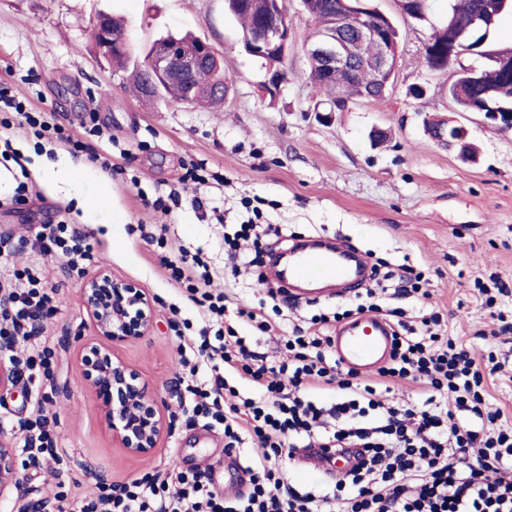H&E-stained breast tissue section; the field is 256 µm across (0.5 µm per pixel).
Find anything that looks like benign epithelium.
I'll return each mask as SVG.
<instances>
[{"instance_id": "1", "label": "benign epithelium", "mask_w": 512, "mask_h": 512, "mask_svg": "<svg viewBox=\"0 0 512 512\" xmlns=\"http://www.w3.org/2000/svg\"><path fill=\"white\" fill-rule=\"evenodd\" d=\"M370 0H341L339 14L331 28L314 35L308 49L309 61L317 60L322 70L336 77V70L359 68L376 71L382 89L393 85L399 57V44L388 36L391 19L368 5ZM512 0H488L485 10L470 22L474 30L494 20ZM441 30L448 31V54L443 58L449 66L461 56L462 42L453 36L456 20L448 14ZM100 54L112 59L126 48L125 35H111L103 19L92 30ZM289 31L280 6H269L260 16L250 38L249 52L259 58L285 57L288 54ZM148 80L145 89L182 86L198 89V75L221 69L214 47L205 40L196 42V50L186 52L174 38L151 44L145 61ZM83 306L92 322L98 340L81 345L79 362L88 388L102 399L104 417L112 430V439L134 458L150 457L161 436L171 432L173 424L160 409L158 398L144 382L140 372L114 354L112 348L148 334L154 325L152 300L146 292L131 283L112 277L102 270L86 281L82 290ZM21 483L16 449L10 438L0 435V495L16 489Z\"/></svg>"}]
</instances>
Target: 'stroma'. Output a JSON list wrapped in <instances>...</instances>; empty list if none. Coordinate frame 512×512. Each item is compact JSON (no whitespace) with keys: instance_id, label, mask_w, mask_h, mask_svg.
<instances>
[{"instance_id":"35a3bbf8","label":"stroma","mask_w":512,"mask_h":512,"mask_svg":"<svg viewBox=\"0 0 512 512\" xmlns=\"http://www.w3.org/2000/svg\"><path fill=\"white\" fill-rule=\"evenodd\" d=\"M290 32L286 78L277 95L264 90L267 65L248 54L240 22L225 0H0V84L36 112L82 140L89 173L87 190H104L111 223L83 211L78 189L37 178L45 162L69 153L37 146L29 128H14L11 146L22 164L0 159V234L32 237L40 225L66 222L90 236L101 266L136 283L152 299L154 327L118 346L175 416L171 433L146 459L127 456L112 441L101 400L89 390L77 360L80 339L95 336L82 303V281L69 277L64 260L41 261L53 288L54 313L41 339L53 352L52 373L38 391L21 385L0 391V430L17 434L30 417L36 393L55 421L63 462L52 470L29 463L18 451L20 489L0 498V512H64L69 500L90 496L98 480L121 482L175 468H215V484L232 497L247 493L243 470L251 449L225 451L221 429L186 420L180 413L182 375L175 360L171 316L196 321L197 310L172 280L161 256L180 248L201 253L217 276L215 287L231 301L224 323L260 352L275 339L237 315L263 306L274 324L307 321L321 313L356 306L355 296L310 303L273 302L256 274L233 275L224 255V232L246 220L245 200L263 199L260 222L284 225L295 236L343 237L369 258L407 264L425 272L428 305L442 315V328L476 354L495 353L512 364V334H498L499 313L512 312V130L495 127L480 112H461L448 98L455 67L437 72L425 45L448 17V0H429L425 19L402 14L398 0H373L401 35L394 85L384 99H352L332 111L331 95H314L307 50L316 30L300 0H286ZM122 18L135 55L164 35L192 34L210 42L223 58L222 105L142 102L127 74L98 58L91 30L100 14ZM423 97H413L414 88ZM331 111L328 121L318 111ZM464 126L476 150L473 162L458 148L437 142L427 121ZM99 135H91L92 127ZM111 156L118 173L105 172L98 156ZM223 175L211 184L203 209L182 199L166 214L151 202L179 188L190 164ZM26 183V204L12 198ZM140 224L166 225V246L143 240ZM502 282L507 292L487 306L484 291Z\"/></svg>"}]
</instances>
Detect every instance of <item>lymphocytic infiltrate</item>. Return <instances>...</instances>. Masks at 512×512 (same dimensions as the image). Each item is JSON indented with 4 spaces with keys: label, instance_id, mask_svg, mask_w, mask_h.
Returning a JSON list of instances; mask_svg holds the SVG:
<instances>
[{
    "label": "lymphocytic infiltrate",
    "instance_id": "f902f5d3",
    "mask_svg": "<svg viewBox=\"0 0 512 512\" xmlns=\"http://www.w3.org/2000/svg\"><path fill=\"white\" fill-rule=\"evenodd\" d=\"M22 117L37 136L84 148L82 141L26 109L0 86V130ZM233 273L263 263L260 227L240 224L225 238ZM30 249L35 262L16 268L17 247L0 237V342L6 362L22 384L50 375L52 353L37 348L36 322L54 310L52 291L39 264L63 258L71 274L87 275L99 257L86 233L65 223L43 224ZM199 255H181L168 267L198 311L196 342L178 346L184 373L183 401L192 419L221 428L228 449L258 440L263 454L247 467V494L224 497L213 471L133 478L99 486L95 496L67 505V512H512V429L485 404V369L475 352L441 332L438 312L424 314L420 328L401 323L380 382L338 374L330 339L294 327L284 357L271 360L245 337L224 332L228 297L210 287ZM247 379L254 391L240 394L229 376ZM412 378L415 403L390 399V384ZM332 388L334 400L317 403L311 390ZM23 448L34 465L58 462V441L46 415L21 421ZM362 448L359 464L331 491L300 490L283 480L295 449Z\"/></svg>",
    "mask_w": 512,
    "mask_h": 512
}]
</instances>
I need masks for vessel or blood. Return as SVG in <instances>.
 I'll return each mask as SVG.
<instances>
[{"mask_svg": "<svg viewBox=\"0 0 512 512\" xmlns=\"http://www.w3.org/2000/svg\"><path fill=\"white\" fill-rule=\"evenodd\" d=\"M271 273L290 298L310 300L313 286H335L337 294H351L372 278L369 259L349 244L339 241L322 248L301 239L277 256ZM395 327L376 314H364L337 325L331 336V352L338 365L360 376L376 373L389 359ZM357 449L301 448L295 453L303 469L324 472L334 479L344 478L346 469L339 458L356 463Z\"/></svg>", "mask_w": 512, "mask_h": 512, "instance_id": "1", "label": "vessel or blood"}]
</instances>
